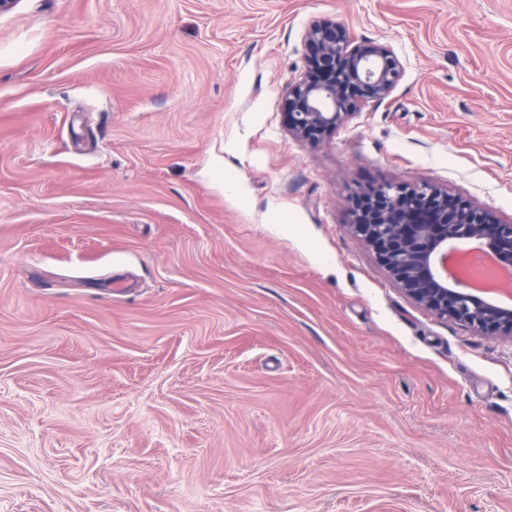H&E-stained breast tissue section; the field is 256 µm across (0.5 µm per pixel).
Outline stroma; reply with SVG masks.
<instances>
[{"mask_svg":"<svg viewBox=\"0 0 512 512\" xmlns=\"http://www.w3.org/2000/svg\"><path fill=\"white\" fill-rule=\"evenodd\" d=\"M403 75L288 131L305 33ZM512 220V0L0 13V512H512V338L415 306L368 185Z\"/></svg>","mask_w":512,"mask_h":512,"instance_id":"stroma-1","label":"stroma"}]
</instances>
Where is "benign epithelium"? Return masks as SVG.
Returning a JSON list of instances; mask_svg holds the SVG:
<instances>
[{"label": "benign epithelium", "mask_w": 512, "mask_h": 512, "mask_svg": "<svg viewBox=\"0 0 512 512\" xmlns=\"http://www.w3.org/2000/svg\"><path fill=\"white\" fill-rule=\"evenodd\" d=\"M305 41V73L288 84L283 106L288 131L319 144L358 108L383 103L403 66L389 45L357 44L333 22L313 24ZM449 195L432 182L378 185L356 199L349 230L416 306L478 334L512 338V307L479 292L475 282L482 275L448 273L449 262L468 254L512 273V220L471 202L450 204Z\"/></svg>", "instance_id": "7a95c632"}]
</instances>
